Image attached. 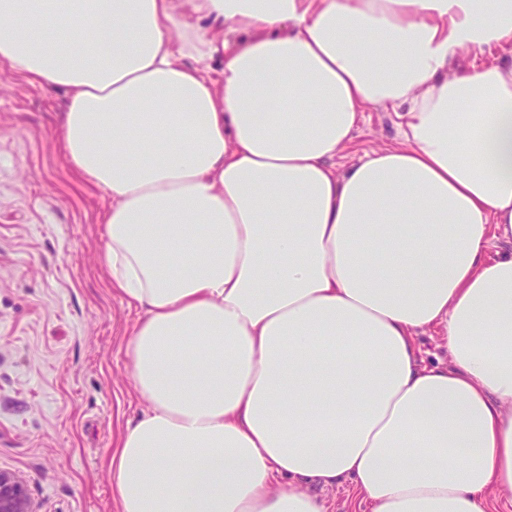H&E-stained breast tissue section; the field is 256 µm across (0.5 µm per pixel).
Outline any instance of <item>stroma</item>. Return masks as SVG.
Returning <instances> with one entry per match:
<instances>
[{
    "label": "stroma",
    "instance_id": "stroma-1",
    "mask_svg": "<svg viewBox=\"0 0 512 512\" xmlns=\"http://www.w3.org/2000/svg\"><path fill=\"white\" fill-rule=\"evenodd\" d=\"M64 91L0 65V469L39 512H116L107 458L146 404L136 310L101 265L109 199L58 140Z\"/></svg>",
    "mask_w": 512,
    "mask_h": 512
}]
</instances>
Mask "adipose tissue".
Segmentation results:
<instances>
[{
	"instance_id": "adipose-tissue-1",
	"label": "adipose tissue",
	"mask_w": 512,
	"mask_h": 512,
	"mask_svg": "<svg viewBox=\"0 0 512 512\" xmlns=\"http://www.w3.org/2000/svg\"><path fill=\"white\" fill-rule=\"evenodd\" d=\"M41 3L0 0V63L65 90L140 314L118 512L512 505V0H51L97 62ZM367 122L356 135L358 149L393 144L397 130L390 112L375 109L366 113ZM314 493L327 500L332 507V512L365 511L364 506L358 507L353 489L348 483L328 489L315 488Z\"/></svg>"
}]
</instances>
